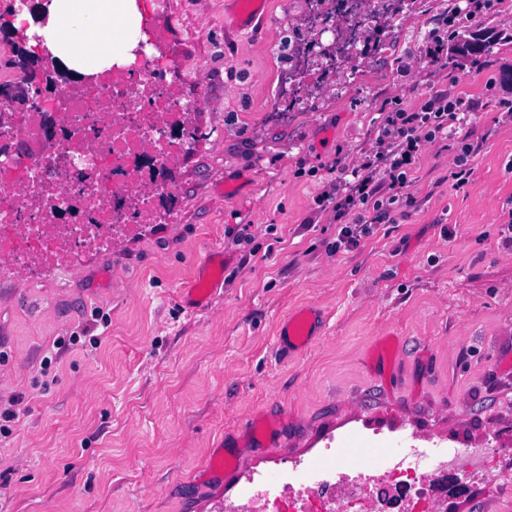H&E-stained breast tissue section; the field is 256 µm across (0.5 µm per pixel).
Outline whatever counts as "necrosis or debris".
<instances>
[{"label": "necrosis or debris", "instance_id": "4bbe7bcc", "mask_svg": "<svg viewBox=\"0 0 512 512\" xmlns=\"http://www.w3.org/2000/svg\"><path fill=\"white\" fill-rule=\"evenodd\" d=\"M390 0H334L324 24L349 54L361 32L386 19ZM155 32L134 66L98 71L37 100L38 110L11 112L0 146V260L9 269L82 268L85 259L136 235L165 214L179 186L178 162L193 135L195 99L168 82ZM56 113L57 137L46 136L40 111ZM491 448H416L397 443L375 456L323 448L310 459L247 474L224 512H436V495L463 468L482 473Z\"/></svg>", "mask_w": 512, "mask_h": 512}]
</instances>
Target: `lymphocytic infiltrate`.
Masks as SVG:
<instances>
[{
	"mask_svg": "<svg viewBox=\"0 0 512 512\" xmlns=\"http://www.w3.org/2000/svg\"><path fill=\"white\" fill-rule=\"evenodd\" d=\"M462 110V100L439 93L417 111L399 108L388 113V129L378 138L376 150L360 165L342 169L336 180L332 213L341 226L337 247L357 244L355 226L392 223L393 206L409 183L424 142L460 127Z\"/></svg>",
	"mask_w": 512,
	"mask_h": 512,
	"instance_id": "f902f5d3",
	"label": "lymphocytic infiltrate"
}]
</instances>
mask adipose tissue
<instances>
[{
    "instance_id": "obj_1",
    "label": "adipose tissue",
    "mask_w": 512,
    "mask_h": 512,
    "mask_svg": "<svg viewBox=\"0 0 512 512\" xmlns=\"http://www.w3.org/2000/svg\"><path fill=\"white\" fill-rule=\"evenodd\" d=\"M141 0H34L13 22L27 49L49 50L63 71L86 74L104 65H130L146 40Z\"/></svg>"
}]
</instances>
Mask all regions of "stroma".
<instances>
[{"label":"stroma","mask_w":512,"mask_h":512,"mask_svg":"<svg viewBox=\"0 0 512 512\" xmlns=\"http://www.w3.org/2000/svg\"><path fill=\"white\" fill-rule=\"evenodd\" d=\"M317 0H265L258 33L237 28L231 0H168L148 12L177 65L167 78L201 95L197 147L181 163L177 223L156 224L57 269L0 279V512H224L255 468L318 448L492 444L489 474L447 512H512L490 474L512 472V0L468 15L439 0L404 22L387 53L321 71L308 62L317 109L276 105L294 61L280 47L293 13L305 43ZM490 43L479 59L429 60L431 39L467 25ZM464 99L467 136L425 143L392 224L357 246L321 211L343 167L360 164L383 111L417 110L438 93ZM474 149L467 183L451 173ZM223 277L204 303L187 283L205 260ZM311 305L321 323L283 358L277 330ZM275 431L252 446L249 419ZM236 462H211L223 442Z\"/></svg>","instance_id":"35a3bbf8"}]
</instances>
